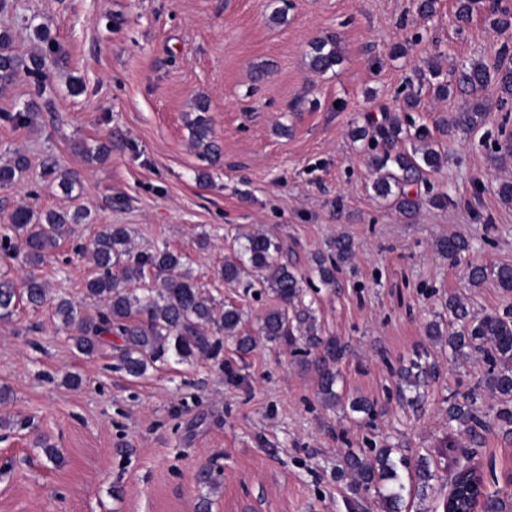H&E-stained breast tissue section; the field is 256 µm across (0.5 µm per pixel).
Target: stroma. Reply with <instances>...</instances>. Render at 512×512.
<instances>
[{
    "mask_svg": "<svg viewBox=\"0 0 512 512\" xmlns=\"http://www.w3.org/2000/svg\"><path fill=\"white\" fill-rule=\"evenodd\" d=\"M417 0H8L0 31L21 55L36 51L32 22L45 24L56 42L52 91L33 124L15 126L5 112L35 95L28 75L0 95V163L24 153L29 167L0 186V224L13 209L38 212L82 208L88 223L61 241L40 276L53 293L95 313L84 294L93 267L77 248L101 224H125L138 250L169 245L186 256L196 284L217 304L244 313L245 329L276 299L224 283L220 269L238 231L263 228L282 256L305 276V302L315 309L322 335L345 345L336 363L344 400L363 396L376 405L357 419L325 408L318 375L303 339L258 341L247 353L225 340L223 365L197 358L163 365L140 379L115 371L118 352L101 346L79 354L50 306L19 305L0 323V512H381L374 493L353 494L349 476H337L347 451L373 454L386 445L433 455L440 475L424 501L409 512H441L455 464L478 463L503 479L512 471V438L493 430L472 441L449 431L448 396L467 391L485 370L482 360L449 363L426 325L449 296L475 311L512 309V291L494 278L470 287L469 265L494 270L512 264V205L498 183L512 166L494 159L501 126L512 117L494 109L483 126L442 139L448 159L419 188L423 200L405 219L371 188L367 144L351 133L400 112L408 90L419 93L412 118L434 126L467 109L461 96L435 100L431 64L449 72L473 58L494 59L512 29H492L486 11L457 23V0H438L422 17ZM284 9L275 23L271 15ZM336 35L342 62L312 73L309 43ZM403 43L405 56L392 47ZM269 76L252 80L254 65ZM82 90L72 94L69 79ZM207 96L208 117L222 148L218 163L190 144L186 115L195 96ZM287 125L280 133L279 125ZM108 142L105 162L89 163L78 142ZM77 172L72 195L43 176L46 163ZM448 195L446 208L431 205ZM208 233L210 245L196 239ZM348 235L355 258L324 286L314 259L336 235ZM462 236L471 248L458 260L439 255L437 240ZM437 366L421 390L423 408L398 398L395 373L417 356ZM80 386L66 385L67 374ZM453 437L454 457L440 456ZM48 439L63 462H49L39 445ZM204 466L222 471L216 493L197 485Z\"/></svg>",
    "mask_w": 512,
    "mask_h": 512,
    "instance_id": "stroma-1",
    "label": "stroma"
}]
</instances>
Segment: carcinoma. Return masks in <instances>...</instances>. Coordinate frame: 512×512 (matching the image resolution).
<instances>
[{
	"label": "carcinoma",
	"instance_id": "carcinoma-1",
	"mask_svg": "<svg viewBox=\"0 0 512 512\" xmlns=\"http://www.w3.org/2000/svg\"><path fill=\"white\" fill-rule=\"evenodd\" d=\"M491 26L500 31L512 28V12L499 7V0L489 6ZM37 39L47 44L27 56L12 49L11 35L0 33V91L9 88L19 72L33 77L37 86L45 87L53 63L48 28L34 27ZM308 67L324 74L342 61L339 41L327 35L312 41L307 51ZM452 80H439L433 86L437 99H446L455 90L476 98L472 108L462 113L454 123L438 125L442 137L452 132L470 131L484 124L486 112L478 98L492 85L499 90L498 107L512 112V51L504 46L495 61L483 59L463 64L451 71ZM193 110L196 115L188 122L190 139L198 154L212 163L217 162L221 150L213 135V128L206 116L208 100L199 97ZM38 112V103L30 101L25 108L6 119L18 125L31 123ZM386 148L369 155V167L375 178L372 189L406 218L416 215L420 208L418 196L411 187L418 184L425 174L439 168L446 155L436 149V141L429 129L418 126L406 115H387L377 129ZM408 138L412 150L396 151L395 144ZM28 167L26 156L15 153L0 165V186L11 184ZM45 176L53 177L65 193L72 192L79 184L74 173L60 174L53 165L45 168ZM87 213L81 209H64L35 213L26 206L14 209L0 233V252L22 258L26 274L21 283L0 279V322L12 321L16 302L24 298L34 306L52 302L59 327L69 332V339L81 354L94 355L115 336L118 345L116 369L138 379L156 363L187 362L195 357H206L221 362L223 337L235 339L241 352L251 351L261 336L270 343L294 342L302 335L306 345L313 349L324 348L325 356L317 363L319 394L322 403L333 408L341 400L336 391L337 372L328 359L342 351L335 337L318 335L315 310L303 303V277L288 264L281 262V248L269 234L260 231L240 233L233 256L224 261L221 276L228 283L245 282L271 291L278 305L261 316L257 335L242 332V312L233 304L217 307L215 300L202 291L194 281L181 272L186 255L167 246L150 252L132 247L131 230L124 224H101L83 249L90 257L97 274L85 284L86 295L100 303L96 316L89 318L81 313L80 306L66 298L51 297L46 282L36 270L56 250L59 241L71 234L73 226L84 223ZM437 251L452 258L469 250V242L462 237L443 238L436 243ZM354 256V247L345 235L337 236L330 245V254L315 257V271L324 285L336 283V272ZM151 274L160 279L159 286L138 295L128 288L133 281H140ZM448 317L436 316L428 323L426 333L430 340L448 346V360L454 364L478 357L486 365L484 376L470 391L455 393L448 398V428L464 429L472 439L481 431L496 427L506 437H512V311L503 314L473 313L470 303L453 295L445 304ZM434 365L412 362L397 372L402 399L409 406L420 403V387L424 377ZM484 391L500 400L493 417L483 414L477 406L478 393ZM408 472L409 484H404L398 467ZM341 471L352 477V490L372 491L376 494L383 512H403L405 496L424 500L434 489L438 479L431 458L417 454L411 457H393V449L377 448L373 455H359L348 451L343 456ZM197 483L212 490L220 487L218 471L204 468L197 475ZM488 512H512L509 497L495 491L486 503Z\"/></svg>",
	"mask_w": 512,
	"mask_h": 512
}]
</instances>
